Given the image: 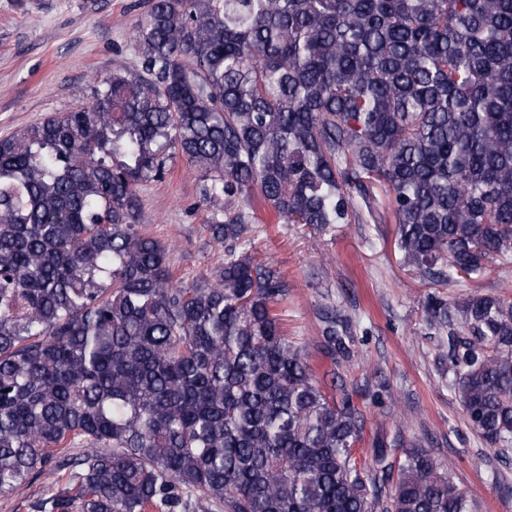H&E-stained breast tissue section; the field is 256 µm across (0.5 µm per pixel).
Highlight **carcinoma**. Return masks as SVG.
Here are the masks:
<instances>
[{
	"instance_id": "carcinoma-1",
	"label": "carcinoma",
	"mask_w": 512,
	"mask_h": 512,
	"mask_svg": "<svg viewBox=\"0 0 512 512\" xmlns=\"http://www.w3.org/2000/svg\"><path fill=\"white\" fill-rule=\"evenodd\" d=\"M133 41L137 69L0 137V497L42 476L36 512H473L419 443L359 459L353 339L319 315L330 394L244 211L207 219L224 264L184 284L139 190L181 158L203 199L255 190L323 232L377 182L406 264L482 275L512 259V0H152ZM427 314L509 458L512 300Z\"/></svg>"
}]
</instances>
